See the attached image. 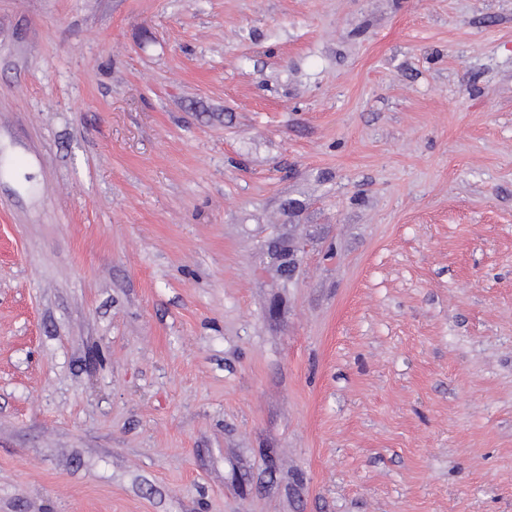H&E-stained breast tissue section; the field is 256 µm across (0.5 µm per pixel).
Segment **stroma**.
Returning a JSON list of instances; mask_svg holds the SVG:
<instances>
[{
    "mask_svg": "<svg viewBox=\"0 0 512 512\" xmlns=\"http://www.w3.org/2000/svg\"><path fill=\"white\" fill-rule=\"evenodd\" d=\"M0 512H512V0H0ZM267 254L273 259L283 277L291 278L297 268L304 245L288 237L277 236L267 243Z\"/></svg>",
    "mask_w": 512,
    "mask_h": 512,
    "instance_id": "35a3bbf8",
    "label": "stroma"
}]
</instances>
